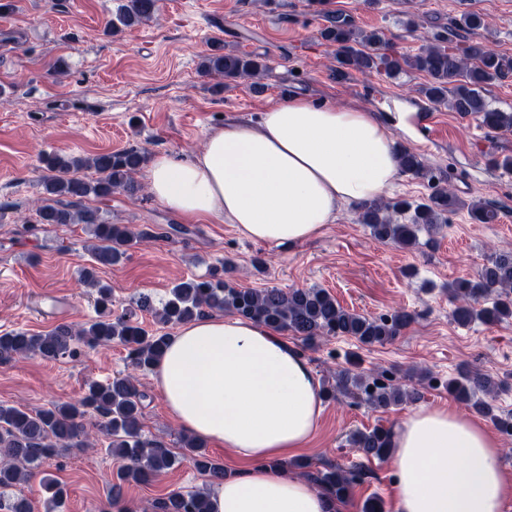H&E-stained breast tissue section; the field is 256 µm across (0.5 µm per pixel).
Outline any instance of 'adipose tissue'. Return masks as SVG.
<instances>
[{
  "label": "adipose tissue",
  "mask_w": 512,
  "mask_h": 512,
  "mask_svg": "<svg viewBox=\"0 0 512 512\" xmlns=\"http://www.w3.org/2000/svg\"><path fill=\"white\" fill-rule=\"evenodd\" d=\"M399 164L374 111L291 96L253 122L209 134L192 159L153 157L151 195L185 218L216 216L275 246L316 237L340 204L380 199ZM180 427L223 444L236 463L211 495L213 512H347L284 462L313 436L318 379L294 344L263 324L207 314L182 325L154 367ZM483 424L442 406L409 409L395 424L388 465L396 512H506L512 477Z\"/></svg>",
  "instance_id": "obj_1"
}]
</instances>
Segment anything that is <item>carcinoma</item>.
I'll list each match as a JSON object with an SVG mask.
<instances>
[{
  "instance_id": "carcinoma-1",
  "label": "carcinoma",
  "mask_w": 512,
  "mask_h": 512,
  "mask_svg": "<svg viewBox=\"0 0 512 512\" xmlns=\"http://www.w3.org/2000/svg\"><path fill=\"white\" fill-rule=\"evenodd\" d=\"M158 0H124L115 18L107 24L108 33L122 31L152 20L158 10ZM328 25L321 28V38L337 48V60L346 70L361 74L383 73L397 77L409 70L423 72L427 83L418 93L435 105L465 116H479L489 128L512 131V112L492 106L486 98V85L512 70L497 51L479 41H470L461 48L428 42L419 53L409 55L386 52L385 34L356 29L340 15H326ZM485 26L478 13H468L454 24L457 31L474 32ZM203 73L226 80L251 81L252 89L260 93L268 66L259 57L235 51H225L224 44L214 45L202 64ZM400 170L422 176L426 167L420 156L408 148H398ZM146 159L145 152L127 148L100 153L90 157L55 154L46 160L48 175L44 179L48 198L37 207L39 224H87L93 227L98 240L91 249L96 263L115 265L127 250L153 238L145 230L134 231L125 224H114L99 210L85 206L91 196L106 198L122 190L134 194L140 190L136 175ZM83 168L95 170L99 177L86 180L77 175ZM463 206L455 194L443 187L435 190L422 202L379 199L358 208V221L380 243H392L409 249L419 245V234L432 235L446 223L448 213ZM467 206L471 219L480 224L495 220V212L482 201ZM83 282L97 289V318L79 328L58 325L44 334L23 331L0 334V361L14 356L38 355L46 360L73 358L80 343L94 345L116 340L129 349L132 373L106 383L93 382L83 397L63 402L48 409L29 411L20 406L0 405V489H9L30 481L40 462L53 456L59 448H83L90 433L83 419L96 418L98 429L109 439L112 454L126 460L112 486L110 508L124 512L120 506L123 484L147 482L176 463V456L159 440L141 437L145 394L137 385L134 372L153 369L163 355L170 336L149 335L127 315L112 316V289L96 277L92 268L82 272ZM453 303L452 320L460 325L474 321L493 324L512 318V252L494 253L488 258L477 278H461L448 286ZM141 311L151 312L164 324L190 322L205 310L229 311L242 319L258 321L276 331H283L305 345L331 336H350L364 345L385 344L395 340L414 322L408 311H396L389 316L371 317L344 309L334 296L322 288H236L224 278L212 273L193 277L172 288L170 297L161 309H156L147 296L136 301ZM503 382L477 370H462L448 380V393L472 406L504 433L512 432V414H502L492 403ZM365 403L373 409H388L420 396L412 385L399 383L379 373L372 377L353 374L348 369L336 374V384L323 388L324 398L336 399V393ZM183 446L189 449L188 462L198 472L214 482L224 480V466L205 452V443L191 435L182 436ZM351 443L364 458L382 460L391 451V431L383 426L356 431ZM288 466L304 471L320 486L339 500H347L364 465L347 468L329 465L316 472L308 471L305 461ZM47 499L59 502L65 489L51 478L40 484ZM151 512H213L207 492L174 491L158 499Z\"/></svg>"
}]
</instances>
